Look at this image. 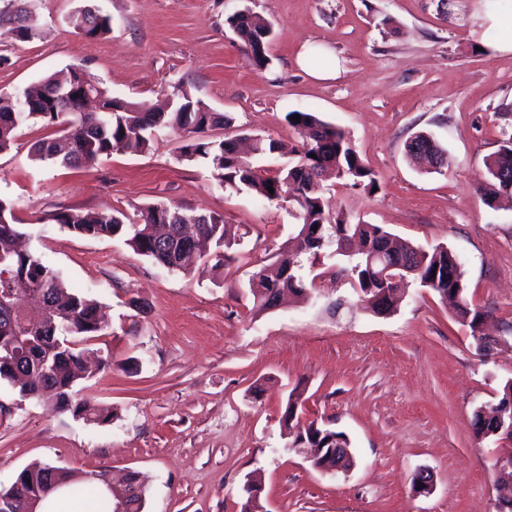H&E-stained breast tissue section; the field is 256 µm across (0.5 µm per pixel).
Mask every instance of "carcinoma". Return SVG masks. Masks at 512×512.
<instances>
[{
	"label": "carcinoma",
	"instance_id": "1",
	"mask_svg": "<svg viewBox=\"0 0 512 512\" xmlns=\"http://www.w3.org/2000/svg\"><path fill=\"white\" fill-rule=\"evenodd\" d=\"M227 24L231 30H239V42L250 63L258 70L268 67L269 41L250 42L253 34L267 30V19L253 14L245 20L235 13L227 18ZM76 26L84 35L94 38L110 31L111 19L85 8L79 13ZM2 36L23 42L37 36V19L27 9L17 6V0H9L0 9ZM98 94L101 111L81 112L74 94L50 99L26 91L0 93V152L11 148L18 127L29 122L50 126L62 119V135L39 141L34 146V155L40 161L74 166L92 164L132 141L147 149L154 130L169 129L184 137L179 147L180 157L207 164L224 187L235 191L245 189L267 201H286L292 205L297 233L278 248L271 261L249 277L248 289L256 313L273 309L286 291L302 292L304 285L296 274L301 268L299 256L306 255L316 263L320 261L319 254L333 252L344 262L339 273L350 278L354 290L377 315L395 311V302L381 297V293L393 289L391 282L382 276L386 265L409 268L421 287L443 299H455L460 322L472 329L487 315L469 307L462 264L448 248L437 246L426 251L399 243L380 225L354 223L348 213L330 211L313 177L331 171L346 185L370 194L379 186L375 173L363 163L344 130L312 112L300 113L299 122L287 114L288 123L303 135L304 141L297 151L296 162L272 175L239 155L234 140L200 137L207 128L224 125L229 118L222 112L203 111V101L194 98L180 84L155 112H137L136 103L112 97L101 86ZM277 150L275 140L253 138L254 156L272 155ZM406 152L412 160H425L435 168L446 164L445 151L437 142L426 153L409 143ZM485 165L486 203L500 195H512V136L502 141ZM270 187L274 189L272 194L268 191ZM125 219L126 215L118 210L111 214L88 212L74 216L63 211L55 215L56 223L79 236H125L137 254L173 272L187 271L183 256L191 252L207 258L216 271L234 260L237 239L231 236L221 215H195L179 206L156 204L146 207L137 223H127ZM21 236L12 203L0 198V275L8 272L24 283L26 289L22 293L37 303L34 309L19 303L14 316H0V382L18 388L22 399L41 400L54 411L70 413L98 425L107 424L112 420V410L76 398L75 388L84 378L85 350L70 344L74 339L99 336L107 329L99 304L68 288L60 273L40 257L20 250L17 240ZM353 238L367 245V251L344 252L345 244ZM382 250L388 255L384 266L371 259L372 252ZM298 408L299 396L289 394L282 416L288 438L307 448L322 449L319 463L336 462L330 455V448L336 446L334 438L345 439L347 435L314 421L301 424ZM474 426L483 438H503L512 426L511 379L504 384L498 403L490 411L475 412ZM103 476L104 473L95 471L88 478L76 480L72 471L63 467L55 474L45 465L25 468L8 489L0 490V512H22L31 500L46 501L55 493V481L80 494L86 484L104 486Z\"/></svg>",
	"mask_w": 512,
	"mask_h": 512
}]
</instances>
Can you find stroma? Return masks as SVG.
Here are the masks:
<instances>
[{
	"label": "stroma",
	"mask_w": 512,
	"mask_h": 512,
	"mask_svg": "<svg viewBox=\"0 0 512 512\" xmlns=\"http://www.w3.org/2000/svg\"><path fill=\"white\" fill-rule=\"evenodd\" d=\"M40 34L0 42V93H19L79 67L109 95L151 107L182 84L230 119L212 139L261 135L295 145L286 115L313 112L343 129L380 188L336 186L333 207L412 245H441L463 263L472 305L497 343L479 352L454 307L411 283L397 309L375 315L347 279L329 274L308 298L257 315L247 283L295 231L288 209L220 185L179 157L178 135L123 149L92 166L35 159L55 127L25 124L0 154V197L14 203L28 250L71 289L97 300L108 323L87 346L110 371L82 380L80 398L111 408L100 426L20 398L0 382V489L36 463L145 482L144 512H242L250 477L265 512H495V462L512 441L475 435L474 413L512 379V202L487 205L485 161L512 134V56L477 49V0H27ZM91 7L112 30L70 22ZM269 19L271 62L255 69L227 24ZM326 66L336 75L318 80ZM431 133L440 170L414 165L406 144ZM152 204L220 214L235 233L222 273L172 272L124 238H85L62 211L132 220ZM137 298L139 307L129 304ZM341 300L337 311L328 302ZM302 422L344 432L354 457L324 474L288 448L280 418L291 391ZM433 475L429 493L410 476Z\"/></svg>",
	"instance_id": "1"
}]
</instances>
